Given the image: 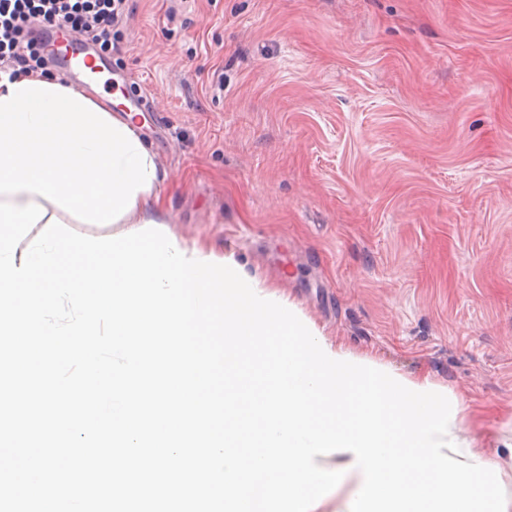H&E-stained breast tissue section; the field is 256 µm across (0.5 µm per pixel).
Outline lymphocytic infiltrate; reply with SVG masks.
I'll list each match as a JSON object with an SVG mask.
<instances>
[{"label":"lymphocytic infiltrate","instance_id":"1","mask_svg":"<svg viewBox=\"0 0 512 512\" xmlns=\"http://www.w3.org/2000/svg\"><path fill=\"white\" fill-rule=\"evenodd\" d=\"M125 0H0V72L49 73L50 58L39 31L65 26L86 34L101 54L114 47Z\"/></svg>","mask_w":512,"mask_h":512}]
</instances>
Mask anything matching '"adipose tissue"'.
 <instances>
[{"mask_svg": "<svg viewBox=\"0 0 512 512\" xmlns=\"http://www.w3.org/2000/svg\"><path fill=\"white\" fill-rule=\"evenodd\" d=\"M167 178L157 152L132 114H119L74 86L32 73L0 80V203L43 206L66 225L89 224L111 236L154 221L171 226L159 186ZM466 401H459L451 433L477 460L497 465L512 512V429L496 430L487 451ZM351 452L315 456L326 470L348 467L339 489L315 512H350L363 484Z\"/></svg>", "mask_w": 512, "mask_h": 512, "instance_id": "1", "label": "adipose tissue"}]
</instances>
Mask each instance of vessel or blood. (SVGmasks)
<instances>
[{
	"instance_id": "b4317fda",
	"label": "vessel or blood",
	"mask_w": 512,
	"mask_h": 512,
	"mask_svg": "<svg viewBox=\"0 0 512 512\" xmlns=\"http://www.w3.org/2000/svg\"><path fill=\"white\" fill-rule=\"evenodd\" d=\"M45 42L58 72L78 85H88L91 76L112 69L108 58L66 28L55 27L48 30Z\"/></svg>"
}]
</instances>
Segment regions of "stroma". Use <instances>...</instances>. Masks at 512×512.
<instances>
[{
  "label": "stroma",
  "mask_w": 512,
  "mask_h": 512,
  "mask_svg": "<svg viewBox=\"0 0 512 512\" xmlns=\"http://www.w3.org/2000/svg\"><path fill=\"white\" fill-rule=\"evenodd\" d=\"M180 235L512 421V0H126Z\"/></svg>",
  "instance_id": "35a3bbf8"
}]
</instances>
